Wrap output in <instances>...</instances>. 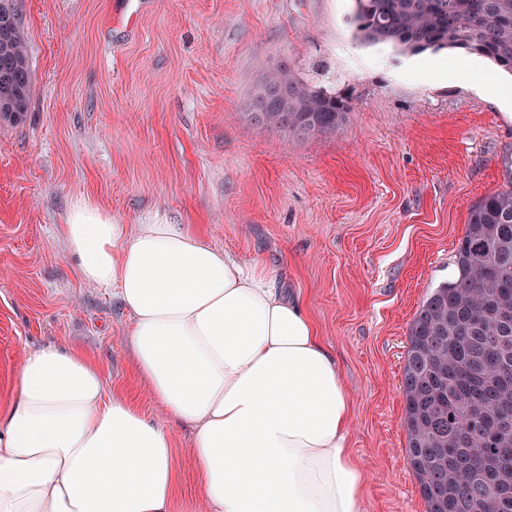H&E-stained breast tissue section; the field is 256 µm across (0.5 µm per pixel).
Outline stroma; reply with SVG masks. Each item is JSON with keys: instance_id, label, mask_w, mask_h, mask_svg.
<instances>
[{"instance_id": "obj_1", "label": "stroma", "mask_w": 512, "mask_h": 512, "mask_svg": "<svg viewBox=\"0 0 512 512\" xmlns=\"http://www.w3.org/2000/svg\"><path fill=\"white\" fill-rule=\"evenodd\" d=\"M31 70L21 120L0 119V409L25 350L56 344L100 367L171 430L175 512L196 495L193 433L147 397L116 288L86 283L63 236L90 197L122 224L192 225L262 262L301 299L350 391L360 512H426L407 460L410 323L455 274L471 207L506 186L512 107L438 79L463 49L403 52L354 37L353 0H19ZM352 107L304 140L247 112L281 63Z\"/></svg>"}]
</instances>
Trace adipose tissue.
Masks as SVG:
<instances>
[{
    "mask_svg": "<svg viewBox=\"0 0 512 512\" xmlns=\"http://www.w3.org/2000/svg\"><path fill=\"white\" fill-rule=\"evenodd\" d=\"M83 279L117 287L149 398L192 426L195 512H358L351 397L301 301L161 217L128 229L91 198L63 227ZM170 431L98 365L57 345L26 350L0 409V512H173Z\"/></svg>",
    "mask_w": 512,
    "mask_h": 512,
    "instance_id": "adipose-tissue-1",
    "label": "adipose tissue"
}]
</instances>
